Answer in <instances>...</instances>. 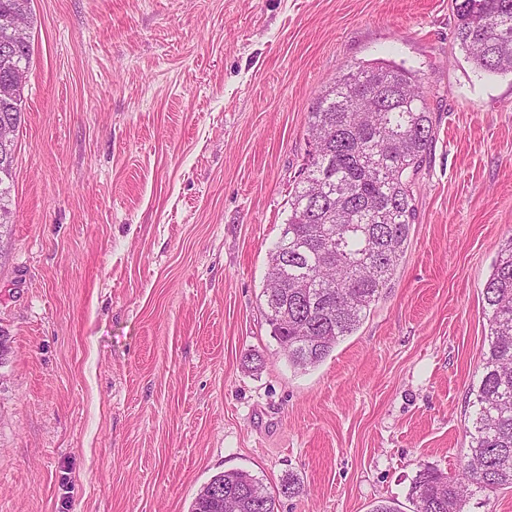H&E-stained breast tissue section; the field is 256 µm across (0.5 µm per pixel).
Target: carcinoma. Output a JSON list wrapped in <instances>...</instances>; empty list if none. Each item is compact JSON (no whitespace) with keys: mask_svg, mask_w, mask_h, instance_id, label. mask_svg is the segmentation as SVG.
<instances>
[{"mask_svg":"<svg viewBox=\"0 0 512 512\" xmlns=\"http://www.w3.org/2000/svg\"><path fill=\"white\" fill-rule=\"evenodd\" d=\"M454 36L485 72L512 73V0H455ZM0 85L30 70L33 46L0 24ZM23 86L0 95V117L19 127ZM313 150L288 194V219L269 252L264 317L293 367H317L353 335L392 278L416 218L414 188L434 137L424 83L392 62L350 69L324 87L308 116ZM14 168L0 171V211L11 212ZM487 349L469 389L468 450L447 475L423 464L414 512H488L512 488V237L483 288ZM224 509L197 497L191 512H278L277 498L253 475L224 471Z\"/></svg>","mask_w":512,"mask_h":512,"instance_id":"cac0c4a2","label":"carcinoma"}]
</instances>
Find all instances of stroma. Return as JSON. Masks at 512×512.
<instances>
[{
  "mask_svg": "<svg viewBox=\"0 0 512 512\" xmlns=\"http://www.w3.org/2000/svg\"><path fill=\"white\" fill-rule=\"evenodd\" d=\"M14 224L0 250V512H189L245 470L278 512H412L455 474L512 237V74L467 61L453 0H32ZM418 71L434 137L397 271L317 367L260 295L320 92ZM255 353L260 363L247 361Z\"/></svg>",
  "mask_w": 512,
  "mask_h": 512,
  "instance_id": "1",
  "label": "stroma"
}]
</instances>
